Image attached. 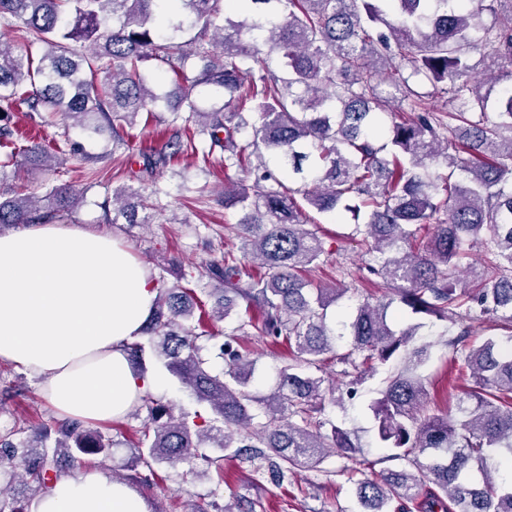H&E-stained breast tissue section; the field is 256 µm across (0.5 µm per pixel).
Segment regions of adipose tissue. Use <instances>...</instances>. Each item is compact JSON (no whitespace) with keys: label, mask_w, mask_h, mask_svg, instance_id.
I'll use <instances>...</instances> for the list:
<instances>
[{"label":"adipose tissue","mask_w":512,"mask_h":512,"mask_svg":"<svg viewBox=\"0 0 512 512\" xmlns=\"http://www.w3.org/2000/svg\"><path fill=\"white\" fill-rule=\"evenodd\" d=\"M155 283L121 240L69 224L0 234V361L38 379L59 419H124L162 377L130 364ZM33 512H146L125 484L96 472L62 476Z\"/></svg>","instance_id":"ef3b65f1"}]
</instances>
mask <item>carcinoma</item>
Masks as SVG:
<instances>
[{"label": "carcinoma", "instance_id": "obj_1", "mask_svg": "<svg viewBox=\"0 0 512 512\" xmlns=\"http://www.w3.org/2000/svg\"><path fill=\"white\" fill-rule=\"evenodd\" d=\"M489 13L491 23L482 19ZM0 20L27 42L15 51L0 39V112L25 104L33 112L60 113L89 136L126 143L125 128L142 112L165 106L176 130L195 126L194 138L176 141L175 153L220 150L224 170L254 176V190L224 187V208L241 213L237 236L242 260L225 254L198 271L193 287L160 288L143 328L147 342L127 350L146 372L151 349L167 371L208 405L189 415L154 398H141L149 422L135 446L133 470L189 464L214 473L213 500L190 512H233L218 502L224 456L281 480L299 468H316L338 455L348 462L363 512H411L429 482L443 493L432 512H512V483H498L488 460L512 458V93L500 79L473 75L470 53L512 60V0H479L476 9L452 0H250L239 20L221 0H0ZM198 71L186 74L188 60ZM168 66L179 89L176 102L157 91L165 76L142 65ZM446 96L430 109L418 87ZM496 120H490V110ZM250 112L248 121L243 113ZM32 142L10 155L56 173L83 154ZM444 158L448 174L432 171ZM300 181L292 188L283 178ZM358 201L352 206L350 200ZM69 186L43 196L0 191V224H56L78 203ZM120 204L112 223L149 224L138 209L160 211L138 190H112ZM366 209L350 238L365 268L382 279L380 296L348 313L330 307L350 288H325L302 273L327 250L309 215ZM433 226L428 241L417 230ZM484 251L481 265L465 261L466 244ZM254 263L255 273L241 261ZM221 293L215 318L226 320L213 370L199 340L209 330L188 326L199 295ZM399 305L412 316L455 322L471 305L504 331L470 346L462 328L448 340L460 375L471 383L453 417H420L427 396L422 368L427 346L410 347L420 324L400 329ZM253 327L273 344L288 345L290 362L277 370L275 390L260 398L250 387L256 360L234 346ZM344 345L347 351L336 354ZM404 366L384 378L368 404L379 447L387 459L411 469L373 470L358 439L326 417L343 404L324 387L325 365L351 367L346 394L356 395L360 367ZM330 427L324 433V427ZM113 439L80 421L45 420L25 435L0 434V473L11 487L0 512H29L58 478L64 455L84 467L87 457L107 459Z\"/></svg>", "mask_w": 512, "mask_h": 512}]
</instances>
